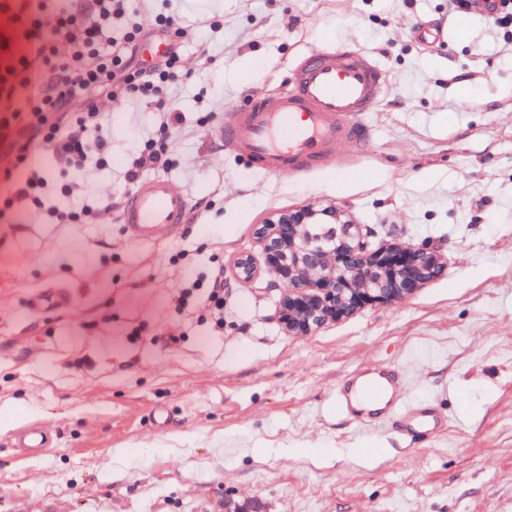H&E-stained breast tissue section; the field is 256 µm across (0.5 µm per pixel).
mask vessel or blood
I'll return each instance as SVG.
<instances>
[{"label":"vessel or blood","instance_id":"b4317fda","mask_svg":"<svg viewBox=\"0 0 512 512\" xmlns=\"http://www.w3.org/2000/svg\"><path fill=\"white\" fill-rule=\"evenodd\" d=\"M387 89L385 70L369 55L349 45L311 52L295 67L289 90L254 98L232 112L220 131L224 147L254 169L271 175L298 174L320 167L339 145L360 144L368 136L363 122ZM190 204L170 180L156 176L142 181L125 199L121 221L128 237L144 243L177 236L186 224ZM65 290L30 298L33 310L64 308ZM403 371L394 368L349 374L336 396L337 412L360 420L364 407L396 413L412 436L438 428L440 416L429 407L403 406ZM53 439L41 426L17 433L16 445L36 455Z\"/></svg>","mask_w":512,"mask_h":512}]
</instances>
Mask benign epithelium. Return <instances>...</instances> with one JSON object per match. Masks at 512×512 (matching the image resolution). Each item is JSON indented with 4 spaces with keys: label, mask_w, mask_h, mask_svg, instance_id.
I'll list each match as a JSON object with an SVG mask.
<instances>
[{
    "label": "benign epithelium",
    "mask_w": 512,
    "mask_h": 512,
    "mask_svg": "<svg viewBox=\"0 0 512 512\" xmlns=\"http://www.w3.org/2000/svg\"><path fill=\"white\" fill-rule=\"evenodd\" d=\"M372 228L341 207L309 203L276 211L254 230L263 264L239 256L232 278L248 286L263 277L283 290L275 319L288 333L307 336L377 305L399 302L447 266L434 241L374 245Z\"/></svg>",
    "instance_id": "1"
}]
</instances>
